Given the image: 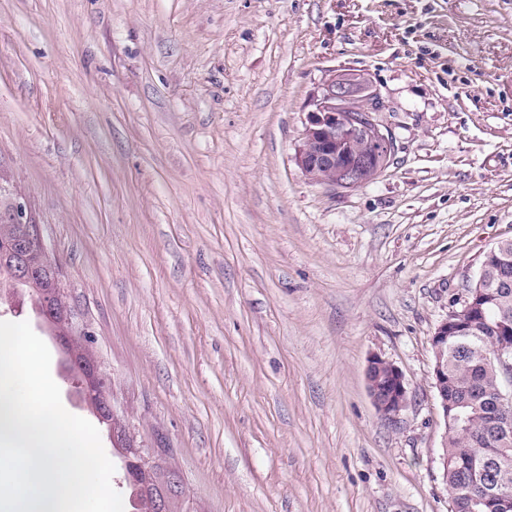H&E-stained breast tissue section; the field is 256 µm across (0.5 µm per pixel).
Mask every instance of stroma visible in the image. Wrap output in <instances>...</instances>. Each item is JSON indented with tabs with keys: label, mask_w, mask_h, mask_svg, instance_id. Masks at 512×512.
<instances>
[{
	"label": "stroma",
	"mask_w": 512,
	"mask_h": 512,
	"mask_svg": "<svg viewBox=\"0 0 512 512\" xmlns=\"http://www.w3.org/2000/svg\"><path fill=\"white\" fill-rule=\"evenodd\" d=\"M339 73L397 145L352 189L296 163ZM17 201L171 512H450L431 337L512 238V0H0ZM0 321L46 343L135 512L32 299ZM375 356L406 379L394 423ZM369 395L380 416L396 422L408 402V390L402 371L390 361L372 357L366 369Z\"/></svg>",
	"instance_id": "1"
}]
</instances>
